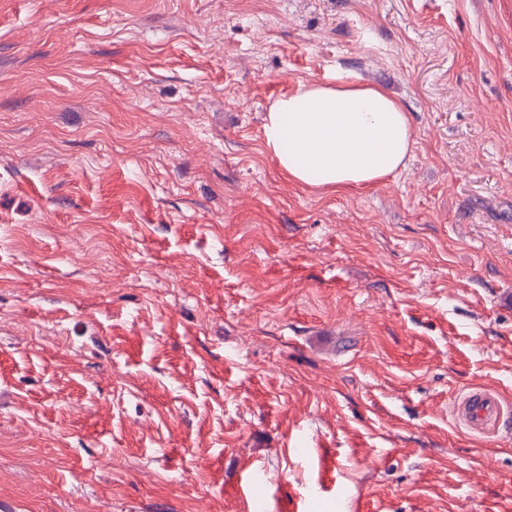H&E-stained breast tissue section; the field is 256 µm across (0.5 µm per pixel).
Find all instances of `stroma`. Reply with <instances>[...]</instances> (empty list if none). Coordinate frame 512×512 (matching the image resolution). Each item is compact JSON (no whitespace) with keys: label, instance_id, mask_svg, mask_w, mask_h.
<instances>
[{"label":"stroma","instance_id":"35a3bbf8","mask_svg":"<svg viewBox=\"0 0 512 512\" xmlns=\"http://www.w3.org/2000/svg\"><path fill=\"white\" fill-rule=\"evenodd\" d=\"M399 98L406 170L299 185L269 106ZM512 0H0V501L512 512ZM511 406L503 397L489 389H472L463 393L453 407V416L459 426L485 434L497 432L509 419Z\"/></svg>","mask_w":512,"mask_h":512}]
</instances>
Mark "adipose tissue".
Wrapping results in <instances>:
<instances>
[{"mask_svg":"<svg viewBox=\"0 0 512 512\" xmlns=\"http://www.w3.org/2000/svg\"><path fill=\"white\" fill-rule=\"evenodd\" d=\"M263 131L290 180L326 188L364 187L397 174L413 145L401 102L342 78L332 86L303 83L276 100Z\"/></svg>","mask_w":512,"mask_h":512,"instance_id":"1","label":"adipose tissue"}]
</instances>
